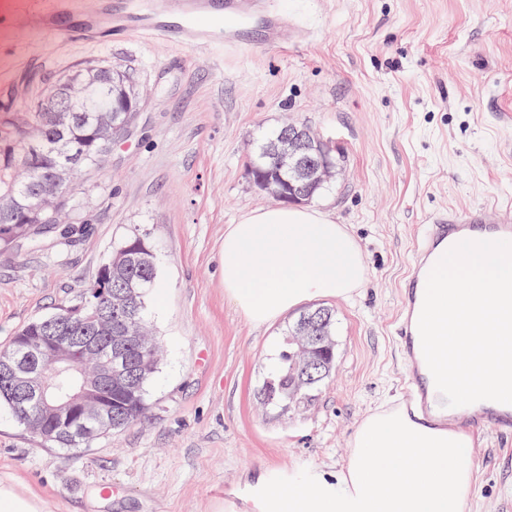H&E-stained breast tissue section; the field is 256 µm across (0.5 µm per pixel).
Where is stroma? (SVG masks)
I'll use <instances>...</instances> for the list:
<instances>
[{
    "label": "stroma",
    "instance_id": "stroma-1",
    "mask_svg": "<svg viewBox=\"0 0 512 512\" xmlns=\"http://www.w3.org/2000/svg\"><path fill=\"white\" fill-rule=\"evenodd\" d=\"M310 38L265 47L263 20L219 63L137 41L63 43L23 22L0 31V105L18 108L87 60L132 68L139 110L103 171L70 200L87 216L74 246L0 250V345L73 301L131 230L147 233L164 306L147 302L162 348L149 409L92 447L61 452L0 410V478L38 491L46 512H258L265 487L340 470L361 421L403 405L395 317L423 224L449 209L512 210V0H277ZM304 124L343 161L314 208L359 245L367 275L326 298L335 361L308 404L264 405L269 349L292 309L252 324L226 296L227 225L274 207L248 162L284 124ZM467 512H512V430L487 433ZM117 490L105 495L103 482Z\"/></svg>",
    "mask_w": 512,
    "mask_h": 512
}]
</instances>
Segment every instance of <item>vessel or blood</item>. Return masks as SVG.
<instances>
[{"instance_id":"b4317fda","label":"vessel or blood","mask_w":512,"mask_h":512,"mask_svg":"<svg viewBox=\"0 0 512 512\" xmlns=\"http://www.w3.org/2000/svg\"><path fill=\"white\" fill-rule=\"evenodd\" d=\"M255 16L268 23L267 47H281L284 16L274 0H99L93 11L87 9L85 0H52L38 23L63 42L108 43L121 38L193 51H220L226 29L246 25ZM464 239L512 241V215L493 216L486 209L471 208L448 212L426 225L401 290L396 338L403 357L408 409L475 440L489 432L512 429V404L483 400L446 406L424 359L418 331L428 274L448 249Z\"/></svg>"}]
</instances>
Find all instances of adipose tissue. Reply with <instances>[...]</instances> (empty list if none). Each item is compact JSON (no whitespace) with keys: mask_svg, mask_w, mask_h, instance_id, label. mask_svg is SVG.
<instances>
[{"mask_svg":"<svg viewBox=\"0 0 512 512\" xmlns=\"http://www.w3.org/2000/svg\"><path fill=\"white\" fill-rule=\"evenodd\" d=\"M224 291L262 325L323 298H350L367 270L347 229L320 211L259 210L224 230ZM474 478L463 435L410 419L399 407L359 425L335 477L297 475L277 512H460Z\"/></svg>","mask_w":512,"mask_h":512,"instance_id":"1","label":"adipose tissue"}]
</instances>
